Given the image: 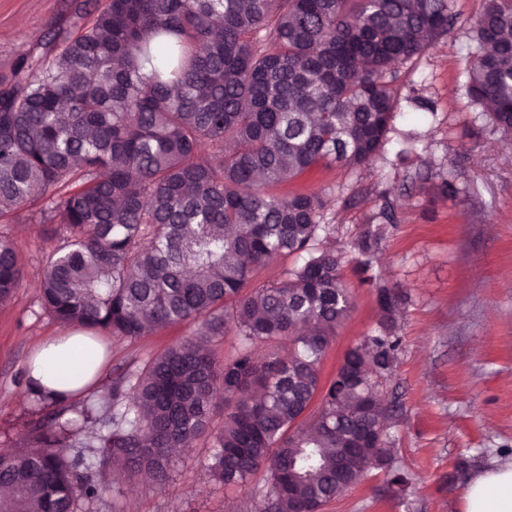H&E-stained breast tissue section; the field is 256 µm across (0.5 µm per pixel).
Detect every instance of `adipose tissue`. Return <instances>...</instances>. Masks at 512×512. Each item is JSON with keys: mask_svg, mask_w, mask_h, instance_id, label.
Wrapping results in <instances>:
<instances>
[{"mask_svg": "<svg viewBox=\"0 0 512 512\" xmlns=\"http://www.w3.org/2000/svg\"><path fill=\"white\" fill-rule=\"evenodd\" d=\"M86 344L85 336L73 332L46 338L36 348L29 364L30 377L44 388L63 390L65 398L82 395L86 382L64 386L60 379L75 368V357L84 351ZM462 512H512V462L470 476L463 494Z\"/></svg>", "mask_w": 512, "mask_h": 512, "instance_id": "adipose-tissue-1", "label": "adipose tissue"}]
</instances>
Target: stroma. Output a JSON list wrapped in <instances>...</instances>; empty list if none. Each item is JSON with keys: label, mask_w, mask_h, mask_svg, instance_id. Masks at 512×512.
Masks as SVG:
<instances>
[{"label": "stroma", "mask_w": 512, "mask_h": 512, "mask_svg": "<svg viewBox=\"0 0 512 512\" xmlns=\"http://www.w3.org/2000/svg\"><path fill=\"white\" fill-rule=\"evenodd\" d=\"M71 3L0 0V76L57 29ZM482 5L453 0L457 20L448 35L398 69L400 105L369 166H321L277 188L322 195L328 241L338 246L376 223L382 205L396 216L372 260L374 284L361 283L354 261L343 262L353 306L321 375L330 380L345 352L377 329L375 284L403 291V346L379 390L393 406L391 446L409 483L396 493L384 472L369 471L324 512H461L469 472L512 461V134L499 131L468 97L469 23ZM417 96L430 110L411 105ZM444 179L459 195L441 193ZM0 235L13 240L24 269L20 287L0 305V448L18 451L27 423L41 416L23 383L28 360L39 342L64 331L44 311L40 285L65 229L27 209L0 223ZM193 331L182 323L133 340L101 332L112 350L100 384L143 371ZM211 453L204 438L178 452L160 487L119 469L88 512H255L266 473L245 489L224 488L206 470Z\"/></svg>", "instance_id": "1"}]
</instances>
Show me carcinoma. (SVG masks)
Segmentation results:
<instances>
[{
	"label": "carcinoma",
	"mask_w": 512,
	"mask_h": 512,
	"mask_svg": "<svg viewBox=\"0 0 512 512\" xmlns=\"http://www.w3.org/2000/svg\"><path fill=\"white\" fill-rule=\"evenodd\" d=\"M69 21L0 78V221L35 207L65 225L41 295L61 325L195 330L74 417L40 397L27 448L0 456V512H77L111 461L162 486L171 449L202 437L224 488L268 470L258 512H323L371 469L406 485L376 393L401 349L405 294L376 286L378 328L322 383L352 308L342 255L321 246L320 196L270 186L377 156L399 105L390 73L450 32V0H106L94 13L73 0ZM470 47L471 102L512 133V0H483ZM383 234L370 225L346 242L369 284ZM293 254L302 263L279 282L245 292ZM22 278L1 236L0 304ZM230 330L241 348L219 364L204 344ZM281 340L286 354L254 355ZM316 396L319 413L296 426Z\"/></svg>",
	"instance_id": "1"
}]
</instances>
